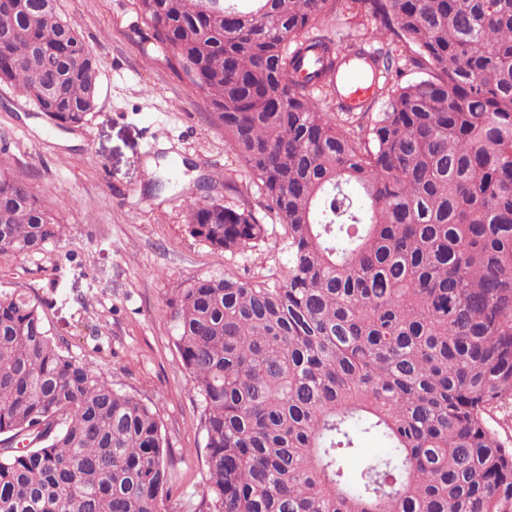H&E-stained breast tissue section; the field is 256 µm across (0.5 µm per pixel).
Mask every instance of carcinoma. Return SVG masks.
<instances>
[{"label": "carcinoma", "mask_w": 512, "mask_h": 512, "mask_svg": "<svg viewBox=\"0 0 512 512\" xmlns=\"http://www.w3.org/2000/svg\"><path fill=\"white\" fill-rule=\"evenodd\" d=\"M54 0L0 4V84L55 125L98 100L93 51ZM346 8L423 74L376 84L380 112L322 111L341 52L314 34ZM177 76L247 165L288 239L277 279L200 275L169 302L202 406L192 512H512V0H137ZM374 52L370 74L393 71ZM230 253L267 229L194 204ZM63 225L0 172V250ZM45 302L0 291V512H164L173 461L142 399L50 335ZM370 437L377 455L347 471Z\"/></svg>", "instance_id": "obj_1"}]
</instances>
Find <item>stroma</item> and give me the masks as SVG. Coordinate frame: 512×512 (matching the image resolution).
I'll return each mask as SVG.
<instances>
[{
  "label": "stroma",
  "mask_w": 512,
  "mask_h": 512,
  "mask_svg": "<svg viewBox=\"0 0 512 512\" xmlns=\"http://www.w3.org/2000/svg\"><path fill=\"white\" fill-rule=\"evenodd\" d=\"M99 60L98 104L62 130L19 91L0 85V170L27 183L65 235L40 252L0 251V290L46 300L45 324L113 387L156 410L174 459L169 512L205 491L201 408L172 341L169 301L197 275L275 279L288 260L284 228L221 129L202 92L171 69V49L143 26L136 0H56ZM316 28L337 45L388 47L378 25L328 15ZM222 180H213L211 169ZM245 207L266 224L244 253L210 247L187 228L190 205Z\"/></svg>",
  "instance_id": "1"
}]
</instances>
